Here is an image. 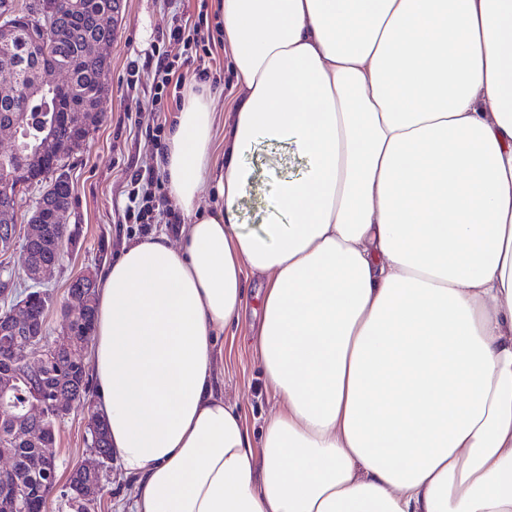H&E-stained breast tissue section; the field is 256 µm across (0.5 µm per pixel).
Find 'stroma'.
<instances>
[{"label":"stroma","mask_w":512,"mask_h":512,"mask_svg":"<svg viewBox=\"0 0 512 512\" xmlns=\"http://www.w3.org/2000/svg\"><path fill=\"white\" fill-rule=\"evenodd\" d=\"M199 0H123L122 21L108 49L111 60V92L104 105L105 117L92 133L87 145L66 161L73 184V199L68 216L70 236L64 242V255L49 279L56 296L46 315L50 336H60L67 328L61 312L67 287L78 273H100L102 267L119 254L131 234L122 222L127 202L128 168L155 166L158 145L133 122L136 114L151 112L150 73L141 65L152 49L161 48L169 56H182V45L166 41L164 35L173 21L194 22ZM256 190L242 204V221L255 229L269 215V202L279 181L301 174L303 163L287 147L261 145L249 157ZM249 309L240 325L224 332V359L220 364L224 397L235 402L245 424L260 430L274 402L266 388L262 364L251 340L258 326L255 314L261 304L258 279L246 281ZM87 406L72 407L60 427L55 450L60 458L59 483H66L73 467L93 457Z\"/></svg>","instance_id":"35a3bbf8"}]
</instances>
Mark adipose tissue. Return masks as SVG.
<instances>
[{
    "mask_svg": "<svg viewBox=\"0 0 512 512\" xmlns=\"http://www.w3.org/2000/svg\"><path fill=\"white\" fill-rule=\"evenodd\" d=\"M215 6L236 95L219 118L188 89L158 161L187 222L99 274L95 410L131 512H512V0ZM270 143L306 170L251 231ZM251 275L278 402L257 439L218 368Z\"/></svg>",
    "mask_w": 512,
    "mask_h": 512,
    "instance_id": "adipose-tissue-1",
    "label": "adipose tissue"
}]
</instances>
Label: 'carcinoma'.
I'll return each mask as SVG.
<instances>
[{"label": "carcinoma", "instance_id": "carcinoma-1", "mask_svg": "<svg viewBox=\"0 0 512 512\" xmlns=\"http://www.w3.org/2000/svg\"><path fill=\"white\" fill-rule=\"evenodd\" d=\"M82 11L79 17L62 27L48 54L39 51L22 55L15 48L0 46V68L8 67L18 73L19 93L12 102H0V121L27 113L30 123L21 133L24 146L34 145L41 136L45 125L54 127L55 133L70 140L81 149L87 142L88 134L102 121L103 104L109 88L102 85L99 73L103 64L87 52L86 43L95 39H112L114 32L98 27L100 13L112 9L119 0H81ZM41 67L55 70L61 77L65 92L44 101L27 98L29 87L33 86L37 71ZM54 169L59 174L54 181L40 185L39 195L43 196L41 212L45 214L43 238L29 244L26 250L25 265L29 270L42 264H54L61 259L62 245L69 236L68 227L57 223L59 209L71 205L73 187L65 171L63 160L49 156L43 161H34L26 167L20 165L15 154H0V179L12 177L15 182H23L31 187L45 170ZM18 223L15 203L0 197V229L6 224ZM95 288L92 282L84 288V309L69 321L68 329L73 341L71 349L61 352L42 369L35 391H22L24 400L35 401L43 406L40 417L33 421L32 430L38 433L36 441H11L7 455L11 464L0 469V483L5 481L29 492L26 512H42L44 496L53 492L57 479L30 467L31 459L41 448H52L61 426L55 415L52 400L55 395H65L72 403L86 402L92 391V382L85 366L77 356L92 338L95 318ZM50 307L49 299L31 297L28 303L31 323L21 332L23 336H33L46 327V314ZM17 362L8 345L0 342V383L16 378ZM89 433L94 435L92 443L99 452L111 455L108 433L105 424L96 416H91ZM94 480V475L82 467L74 469L68 484L72 485L70 500L65 502L68 512H90L91 506L82 502L76 490Z\"/></svg>", "mask_w": 512, "mask_h": 512}]
</instances>
